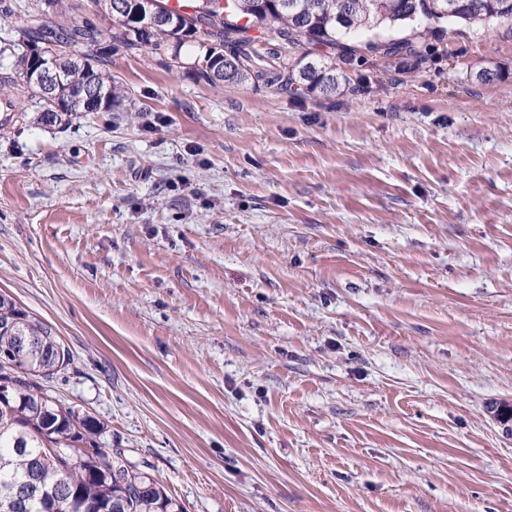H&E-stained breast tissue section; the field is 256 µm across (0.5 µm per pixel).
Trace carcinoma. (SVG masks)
I'll return each mask as SVG.
<instances>
[{
	"mask_svg": "<svg viewBox=\"0 0 512 512\" xmlns=\"http://www.w3.org/2000/svg\"><path fill=\"white\" fill-rule=\"evenodd\" d=\"M93 2L112 18L111 28L89 20L52 27L40 7L19 14L7 4L0 8L16 15L13 38L4 41L3 50L27 47L14 65L15 76H0L1 97L33 101L40 122L51 126L71 120L77 111L70 104L94 84L105 96L92 111H114L126 98L125 89L112 78L107 58L84 52L106 38L128 52L147 51L174 63L194 42L195 70L210 83L256 80L290 93L328 96L342 86L337 61L357 52L347 39L361 30H410L401 39L366 44L387 57L414 53L433 24L512 21V0H238V7L215 15L209 0H192L178 10L167 0H133L137 10L180 14L148 37L136 16L109 10V0ZM252 29L292 45L305 42L309 49L288 60L276 49L262 52L249 35ZM39 49L57 54L64 71L49 99L28 79ZM71 361L70 349L50 324L0 294V387L7 396L0 402V512H184L148 471L128 460L125 449L100 446L99 420L59 403L35 381Z\"/></svg>",
	"mask_w": 512,
	"mask_h": 512,
	"instance_id": "1",
	"label": "carcinoma"
}]
</instances>
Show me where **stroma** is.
<instances>
[{"mask_svg": "<svg viewBox=\"0 0 512 512\" xmlns=\"http://www.w3.org/2000/svg\"><path fill=\"white\" fill-rule=\"evenodd\" d=\"M108 58L120 111L0 130L43 387L186 512H512V22L329 97Z\"/></svg>", "mask_w": 512, "mask_h": 512, "instance_id": "1", "label": "stroma"}]
</instances>
